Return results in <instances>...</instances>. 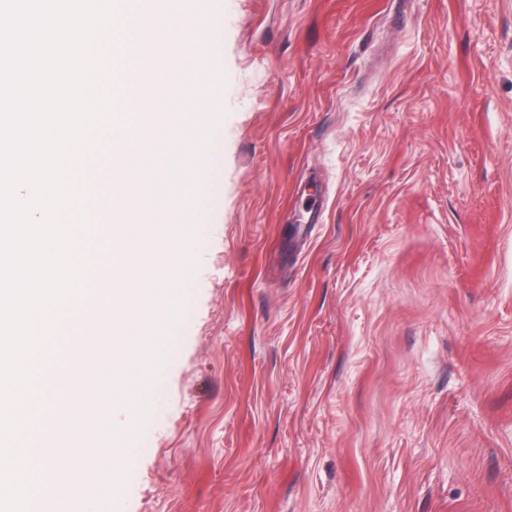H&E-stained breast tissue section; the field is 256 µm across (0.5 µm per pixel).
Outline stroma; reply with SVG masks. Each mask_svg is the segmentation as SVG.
<instances>
[{
  "label": "stroma",
  "mask_w": 512,
  "mask_h": 512,
  "mask_svg": "<svg viewBox=\"0 0 512 512\" xmlns=\"http://www.w3.org/2000/svg\"><path fill=\"white\" fill-rule=\"evenodd\" d=\"M204 217L84 512H512V0H223ZM144 249L182 231L128 217Z\"/></svg>",
  "instance_id": "35a3bbf8"
}]
</instances>
